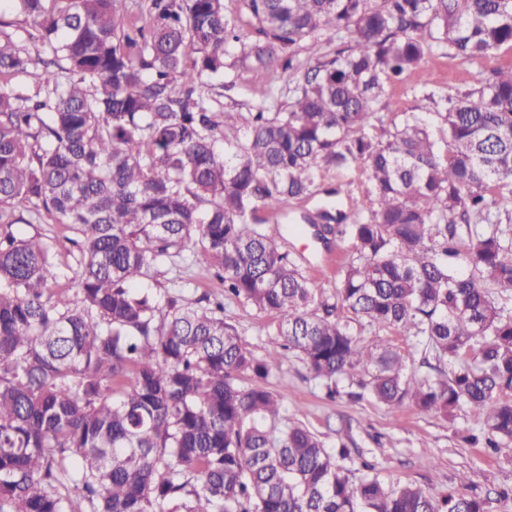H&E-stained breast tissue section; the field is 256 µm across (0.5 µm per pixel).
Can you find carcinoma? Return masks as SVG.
<instances>
[{
	"instance_id": "obj_1",
	"label": "carcinoma",
	"mask_w": 512,
	"mask_h": 512,
	"mask_svg": "<svg viewBox=\"0 0 512 512\" xmlns=\"http://www.w3.org/2000/svg\"><path fill=\"white\" fill-rule=\"evenodd\" d=\"M125 2L0 0V26L24 16L45 53L0 35V512H490L387 486L368 462L350 478L306 426H280L267 382L292 352L330 398L466 409L512 461V65L444 97L437 132L420 112L386 126L374 112L435 45L467 64L512 47V0H239L250 38L224 0H148L143 22ZM322 33L347 44L295 67ZM232 42L240 65L295 79L235 142L242 114L195 95ZM360 164L369 205L303 216L355 247L319 298L259 212L286 217L323 172ZM22 203L71 226L72 298L53 299L47 245L14 234ZM189 242L223 293L162 303ZM226 300L279 318L266 356ZM353 321L417 338L436 375Z\"/></svg>"
}]
</instances>
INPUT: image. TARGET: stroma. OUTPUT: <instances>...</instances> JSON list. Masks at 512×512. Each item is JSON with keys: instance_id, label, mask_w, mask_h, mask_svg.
<instances>
[{"instance_id": "obj_1", "label": "stroma", "mask_w": 512, "mask_h": 512, "mask_svg": "<svg viewBox=\"0 0 512 512\" xmlns=\"http://www.w3.org/2000/svg\"><path fill=\"white\" fill-rule=\"evenodd\" d=\"M225 62L223 75L206 80L199 90L206 98L220 100L225 109L245 114L272 98L285 101L293 85L288 76L271 82L265 72L242 68L233 57H226ZM510 63L512 48L506 46L475 66L454 58L445 48H432L425 74L411 73L388 85L375 109L385 119L397 112L418 111L426 95L441 97L468 91L493 70ZM368 186L363 169L347 173L329 170L323 174L319 192L294 201L287 218L266 219L265 232L297 260L312 287L323 294H331L336 270L353 250L352 240L335 235L324 243L307 234H289L287 226L300 223L303 215L323 205L327 191H338L347 205L351 200L364 199ZM13 231L20 236H40L49 245L56 263L52 290L61 298L72 296L77 269L68 253L72 235L69 227L45 212L34 223L14 225ZM160 287L175 289L189 301L223 290L205 270L182 260L172 265L167 281ZM224 316L236 326L249 350L263 357L276 331L277 318L242 302L225 304ZM268 385L286 392L283 423L304 424L331 451L346 448L344 467L356 470L368 461L385 484L412 482L434 495L464 480L468 494L492 497L493 512H512V463L499 459L483 444L467 443V436L479 434L481 428L479 419L467 411H458L454 419L445 421L411 406L395 416L368 397L359 401L344 396L330 399L305 364L293 355L282 361Z\"/></svg>"}]
</instances>
